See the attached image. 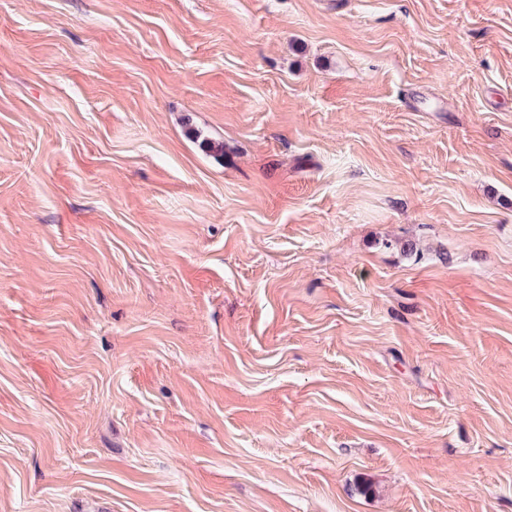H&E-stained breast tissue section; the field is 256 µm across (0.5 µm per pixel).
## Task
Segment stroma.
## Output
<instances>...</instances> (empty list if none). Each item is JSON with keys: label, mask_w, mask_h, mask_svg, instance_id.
<instances>
[{"label": "stroma", "mask_w": 512, "mask_h": 512, "mask_svg": "<svg viewBox=\"0 0 512 512\" xmlns=\"http://www.w3.org/2000/svg\"><path fill=\"white\" fill-rule=\"evenodd\" d=\"M0 512H512V0H0Z\"/></svg>", "instance_id": "35a3bbf8"}]
</instances>
